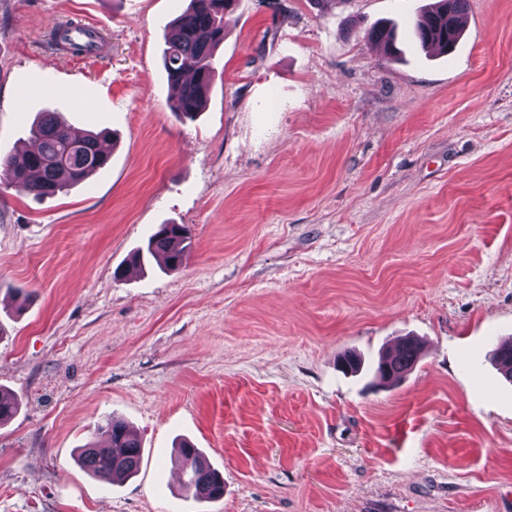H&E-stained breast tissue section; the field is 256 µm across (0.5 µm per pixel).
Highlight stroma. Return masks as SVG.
Listing matches in <instances>:
<instances>
[{
  "label": "stroma",
  "mask_w": 512,
  "mask_h": 512,
  "mask_svg": "<svg viewBox=\"0 0 512 512\" xmlns=\"http://www.w3.org/2000/svg\"><path fill=\"white\" fill-rule=\"evenodd\" d=\"M431 2L237 0L184 122L189 0H0V150L43 111L111 149L51 197L0 179V512H512V0H468L445 55L410 27ZM68 18L105 52L49 47ZM160 224L192 233L178 271L131 262ZM110 415L142 465L105 484L76 456ZM183 439L222 499L182 491ZM421 356V348L417 341L404 338L386 354L380 356L375 368V376L388 383L404 378L417 364ZM392 376V379L389 377Z\"/></svg>",
  "instance_id": "35a3bbf8"
}]
</instances>
